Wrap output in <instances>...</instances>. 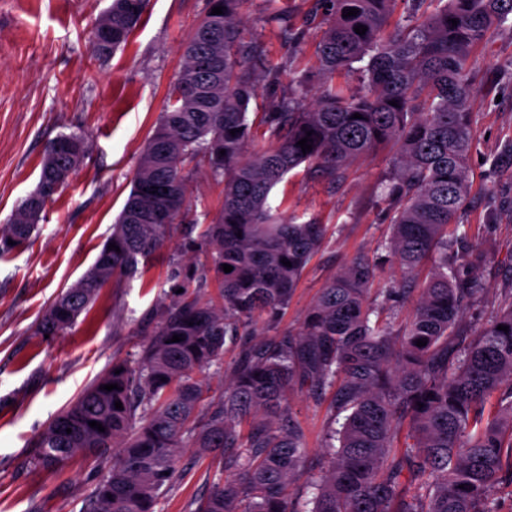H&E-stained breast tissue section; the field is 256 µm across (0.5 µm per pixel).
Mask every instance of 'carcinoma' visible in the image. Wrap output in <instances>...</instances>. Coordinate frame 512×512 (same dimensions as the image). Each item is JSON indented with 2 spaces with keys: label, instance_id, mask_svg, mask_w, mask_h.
Returning a JSON list of instances; mask_svg holds the SVG:
<instances>
[{
  "label": "carcinoma",
  "instance_id": "1",
  "mask_svg": "<svg viewBox=\"0 0 512 512\" xmlns=\"http://www.w3.org/2000/svg\"><path fill=\"white\" fill-rule=\"evenodd\" d=\"M209 2L223 14H206L191 32L112 233L38 330L74 328L107 283L137 273L173 237L187 201V166L199 157L224 183L222 205L173 260L196 252L205 259L183 268V292L147 314L141 350L112 361L47 423L28 464L54 469L77 455L103 462L86 512H157L188 447L213 456L226 477L185 512H305L288 500L303 478L314 489L311 512H499L490 493L512 483V290L489 324L461 332L495 244L475 243L465 231L450 237L448 226L459 225L469 192L471 53L512 17V0H446L424 10L414 27L392 20L399 0H316L325 25L318 65L274 98V111L261 117L268 145L248 157L251 102L262 79L279 82V70L264 44L244 32L245 0ZM265 2L271 21L291 34L288 11L278 0ZM146 5L112 0L95 29L94 53L106 57L126 42ZM350 8L358 13L343 17ZM363 59L361 90L333 85ZM307 85L321 88L310 105L302 100ZM305 137L312 145L306 154L297 146ZM54 145V156L41 162L43 190L19 200L0 226V255L28 243L85 158L80 135ZM386 145L397 152L388 184L391 233L379 248L407 273L433 261L412 318L396 323L389 306L406 289L370 294L375 268L357 256L321 289L297 333L244 338L257 317L288 307L328 233L316 220L275 218L267 206L272 189L302 164L334 183L347 165ZM224 264L233 270L224 272ZM211 277L215 297L205 301ZM175 335L182 341L170 342ZM419 339L426 345L417 346ZM228 344L238 351L226 367ZM213 365L226 378L217 398L199 379ZM106 384L118 388L106 391ZM294 388L330 396L325 452L315 466L288 405Z\"/></svg>",
  "mask_w": 512,
  "mask_h": 512
}]
</instances>
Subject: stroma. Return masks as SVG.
I'll list each match as a JSON object with an SVG mask.
<instances>
[{
	"instance_id": "1",
	"label": "stroma",
	"mask_w": 512,
	"mask_h": 512,
	"mask_svg": "<svg viewBox=\"0 0 512 512\" xmlns=\"http://www.w3.org/2000/svg\"><path fill=\"white\" fill-rule=\"evenodd\" d=\"M111 0H0V223L38 184L41 161L61 134L83 133L88 154L69 184L50 203L21 251L0 256V512H84L104 468L77 458L58 470L31 468L32 444L50 419L75 400L113 359L136 353L147 334L145 313L173 295L170 258L181 237L168 241L145 268L120 285H105L96 303L71 331L50 337L38 323L55 298L93 264L119 216L142 150L183 64V46L204 17L208 0H149L127 43L100 58L92 51L95 25ZM313 0H285L301 37L288 43L267 19L264 0H245L241 19L248 34L282 67V88L315 67L320 32L303 24ZM475 139L469 157L471 185L462 222L474 241H496L482 272L484 289L463 324H487L512 289V168L496 166L504 141L512 140V19L495 29L474 53ZM393 152L385 149L351 165L333 184L306 167L288 173L271 192L272 213L335 225L311 260L288 307L276 319L258 318L255 337L298 331L326 281L354 257L376 265L375 287L409 286L398 300V321L413 313L424 273L403 274L377 244L390 232L384 200ZM223 185L206 166L187 182L189 208L181 226L211 223ZM306 434L309 460L321 458L330 418L328 404L304 390L288 395ZM217 475L186 449L159 512H184L187 501L207 492Z\"/></svg>"
}]
</instances>
